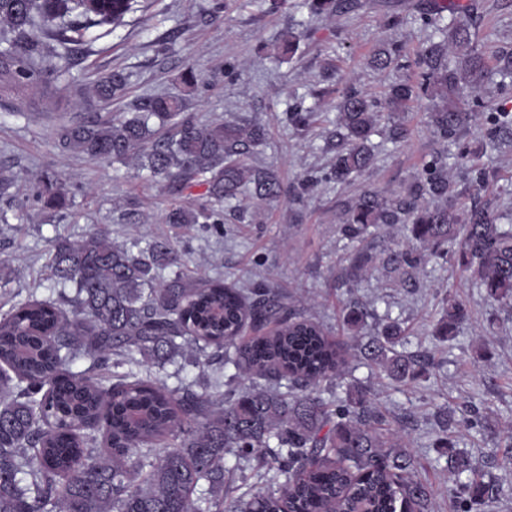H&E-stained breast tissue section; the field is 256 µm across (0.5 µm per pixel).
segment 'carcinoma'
I'll list each match as a JSON object with an SVG mask.
<instances>
[{
	"label": "carcinoma",
	"instance_id": "obj_1",
	"mask_svg": "<svg viewBox=\"0 0 512 512\" xmlns=\"http://www.w3.org/2000/svg\"><path fill=\"white\" fill-rule=\"evenodd\" d=\"M136 0H0V90L54 81L69 45L94 28L116 25ZM311 15H333L342 0H306ZM441 27L442 39L411 61L415 82L388 90L396 110L428 100L429 125L443 143L457 145L456 164L468 158L459 135L473 113L453 101L478 89L488 75L472 46L467 5ZM53 39L60 52L47 44ZM407 58L396 45L375 54L380 71ZM126 76L114 71L91 92L109 103L124 95ZM377 99L349 90L338 104L334 164L324 176L338 183L369 168L370 137L380 120ZM157 119L160 128L150 125ZM512 132V112L490 113L488 144ZM55 145L63 153L127 162L171 186L196 180L217 201L243 187L258 198L278 195L270 171L244 160V147L264 139L258 126L202 123L179 96L154 97L132 112L91 114L61 121ZM14 173L0 167V203L8 208L68 210L74 189L44 173L23 201L14 199ZM430 198L433 203H424ZM168 224L210 225L224 235V215L171 209ZM406 224L414 245L390 256L403 271L421 261L418 248L440 256L458 242L454 261L489 298L512 304V224L489 207L461 209L449 195L448 155L426 164L404 193L360 194L349 206L343 236L361 242L370 229ZM182 254L166 238L133 250L112 243L106 224L80 241L57 239L45 268L72 288L55 299L29 296L0 312V512H433L434 485L418 475L420 460L400 424L376 402L370 382L353 379L350 363L376 364L394 381H417L435 367L430 356L399 351L406 329L379 320L360 336L364 313L343 315L344 341L317 321L291 311L263 288L245 295L219 278L188 276ZM169 270L167 276L161 272ZM468 320L466 306L446 299L435 335L454 333ZM271 334H263L268 324ZM204 365L221 357L222 371L198 389H172L163 373L184 350ZM91 368L73 372L69 361ZM242 376L247 387L236 385ZM436 447L448 451V487L454 512H476L512 486L479 470L455 450L448 430ZM238 462L240 484L226 479L224 455ZM206 496L193 498L201 484Z\"/></svg>",
	"mask_w": 512,
	"mask_h": 512
}]
</instances>
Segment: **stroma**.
Returning a JSON list of instances; mask_svg holds the SVG:
<instances>
[{"label":"stroma","instance_id":"stroma-1","mask_svg":"<svg viewBox=\"0 0 512 512\" xmlns=\"http://www.w3.org/2000/svg\"><path fill=\"white\" fill-rule=\"evenodd\" d=\"M442 2L358 0L353 9L315 19L303 0H286L276 10L266 0H139L120 25L94 30L90 39L73 46L68 70L57 82L32 89L41 102L38 110L14 115L0 105V165L16 173L17 194L46 170L84 188L64 220L16 209L0 220V257L10 266L8 280H0V302L32 294L56 297L60 287L44 272L52 241L80 240L92 225L106 224L113 242L128 247H146L157 236L170 238L184 250L188 270L223 279L227 287L267 284L333 336L342 333L344 304L365 311L368 334L380 316L391 313L408 329V351L434 356L437 367L409 384L391 382L376 368H359L356 378L370 380L380 403L404 422L411 448L432 479L445 476L446 458L433 446L435 411L442 405L455 419L459 451L512 484V469L500 466L512 454V308L486 297L445 257L425 258L406 275L395 271L389 256L409 238L402 224L374 231V263L351 275L354 248L340 232L347 207L361 191H400L442 151L427 125V100L382 115L380 132L371 138L376 150L369 169L345 184L321 179L335 155L330 135L342 93L354 89L382 101L390 85L416 78L415 68L381 72L370 59L395 42L411 53L422 47L431 34L424 15ZM470 2L478 49L492 70L480 94L491 97L503 60L512 55V0ZM289 28L301 34L292 56L276 47ZM189 66L202 72L206 85L187 98L186 111L206 122L264 128L265 141L250 147L246 160L273 172L283 188L272 200H225L220 237L200 224L164 221L172 207L202 203L204 185L195 182L175 194L166 181L134 163L66 155L53 141L61 115L130 112L147 98L179 94V76ZM115 69L126 74L127 90L107 105L90 89ZM298 108L320 112L319 124L306 130L294 126L289 114ZM394 124L408 135L392 144L383 132ZM485 127V116L475 113L461 136L471 150L469 163L449 166L448 177L467 205L512 210V137L487 147ZM475 169L483 172L482 181H473ZM315 176L319 184L305 188V180ZM448 295L466 302L470 316L455 336L442 341L433 330ZM473 410L484 417L482 432L460 424Z\"/></svg>","mask_w":512,"mask_h":512}]
</instances>
